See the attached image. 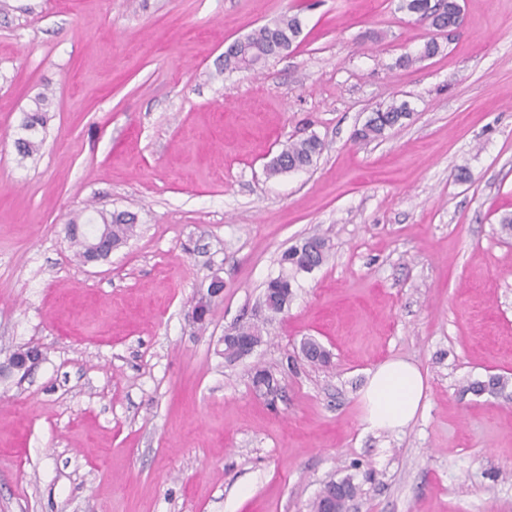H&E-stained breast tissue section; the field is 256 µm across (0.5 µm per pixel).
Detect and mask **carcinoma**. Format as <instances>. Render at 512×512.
<instances>
[{
	"instance_id": "obj_1",
	"label": "carcinoma",
	"mask_w": 512,
	"mask_h": 512,
	"mask_svg": "<svg viewBox=\"0 0 512 512\" xmlns=\"http://www.w3.org/2000/svg\"><path fill=\"white\" fill-rule=\"evenodd\" d=\"M400 8L416 15L417 19L436 30L454 27L456 8L454 0H402ZM301 22L296 15H284L270 25H264L245 37V45L230 46L224 53V70L253 71L271 58L290 52L301 34ZM409 117L408 106L402 102L392 103L384 109L371 113L355 138L372 141L382 137L385 131L402 124ZM48 122V98L40 94L33 100V106L24 112L19 128L20 136L15 139L16 156L23 162L32 157L39 149ZM322 144L315 136L300 139L285 145L269 165L272 175L304 169L311 165L313 158L320 154ZM89 224L104 225V236L112 248L117 249L127 242L136 231V217L129 212H111L94 210V215L87 219ZM71 240L78 246V257L88 259L89 249L85 234L80 231L76 221L67 225ZM315 247L309 248L303 243L282 253L279 274L267 283L265 294L276 299V303L288 305L293 296V284L296 275L309 273L323 264L328 256L324 238H311ZM508 380L502 376L491 375L485 381L473 382L468 390L482 395L497 397L505 393Z\"/></svg>"
}]
</instances>
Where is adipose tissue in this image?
Instances as JSON below:
<instances>
[{"instance_id": "obj_1", "label": "adipose tissue", "mask_w": 512, "mask_h": 512, "mask_svg": "<svg viewBox=\"0 0 512 512\" xmlns=\"http://www.w3.org/2000/svg\"><path fill=\"white\" fill-rule=\"evenodd\" d=\"M425 380L421 370L405 360H391L371 371L361 398L369 430L399 432L423 405Z\"/></svg>"}]
</instances>
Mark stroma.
<instances>
[{"label":"stroma","instance_id":"stroma-1","mask_svg":"<svg viewBox=\"0 0 512 512\" xmlns=\"http://www.w3.org/2000/svg\"><path fill=\"white\" fill-rule=\"evenodd\" d=\"M459 3L437 33L400 0H0V349L44 354L0 379V512H310L347 476L350 512H512V0ZM284 14L292 52L225 71ZM432 38L438 55L397 66ZM40 94L50 120L21 163ZM403 100V125L354 139ZM312 134V165L269 174ZM94 207L137 230L87 264L66 227ZM311 236L327 259L225 361V330L259 318ZM395 359L421 370L424 406L367 430L360 390ZM490 374L505 395L467 392ZM48 98L40 94L33 100V106L24 112L19 128L20 136L15 139L16 156L19 162L31 158L39 149L48 122Z\"/></svg>","mask_w":512,"mask_h":512}]
</instances>
